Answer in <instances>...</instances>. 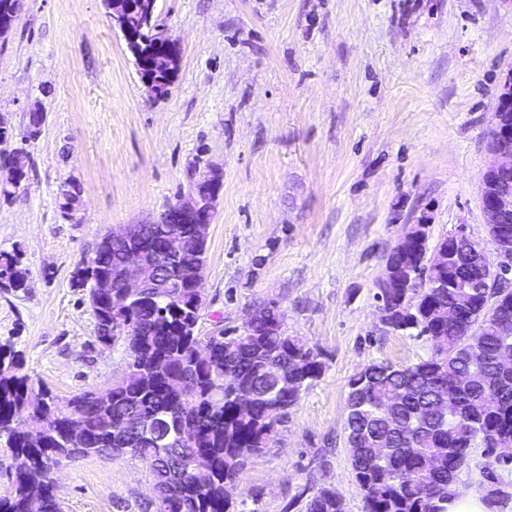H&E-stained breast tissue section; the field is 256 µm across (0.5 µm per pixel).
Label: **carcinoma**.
<instances>
[{
	"label": "carcinoma",
	"instance_id": "1",
	"mask_svg": "<svg viewBox=\"0 0 512 512\" xmlns=\"http://www.w3.org/2000/svg\"><path fill=\"white\" fill-rule=\"evenodd\" d=\"M164 225H138L139 234L97 244L93 276L117 282L132 256L158 269L157 279L127 298L123 289L89 294L101 343L124 341L127 369L104 392H83L62 402L26 375L20 356L0 347V446L26 468H14L12 488L0 512H61L51 475L79 456L130 455L153 477V512H236L225 487L239 480L247 459L274 441L278 426L302 391L321 377L319 355L282 328L278 307L268 303L242 329L203 339L197 333L201 302L193 288L206 263V244L196 225H179L181 247L168 260L164 238L150 233ZM449 257L424 262L423 246L411 239L386 255L391 284L375 299L396 310L390 331L425 336L430 355L408 366L372 362L352 375L344 430L350 464L365 512H448V498L473 449L501 467L512 466V371L498 364L512 355V288L486 287L471 248L442 238L434 247ZM0 284L21 290L27 273L17 254L0 252ZM459 307V319L430 320L439 306ZM468 379L461 394L454 378ZM397 393L404 403L389 418L380 405ZM148 415L157 436L120 419ZM82 426L80 440L68 424ZM207 457L203 475L192 470ZM489 512L512 507V485L492 469L482 471ZM305 512H344L336 491L319 487Z\"/></svg>",
	"mask_w": 512,
	"mask_h": 512
}]
</instances>
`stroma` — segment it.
<instances>
[{
	"instance_id": "stroma-1",
	"label": "stroma",
	"mask_w": 512,
	"mask_h": 512,
	"mask_svg": "<svg viewBox=\"0 0 512 512\" xmlns=\"http://www.w3.org/2000/svg\"><path fill=\"white\" fill-rule=\"evenodd\" d=\"M180 55L151 93L103 0H20L0 36V252L27 286L0 288V345L65 400L124 373L97 340L81 261L110 230L160 223L219 177L200 335L276 303L322 376L240 475L244 512H303L321 486L365 512L344 432L347 382L410 365L425 338L382 332L376 283L404 227H465L495 256L481 209L496 92L512 70V0H157ZM42 114L38 136L30 118ZM27 153L11 184L3 161ZM62 512H147L145 463L107 454L55 473Z\"/></svg>"
}]
</instances>
